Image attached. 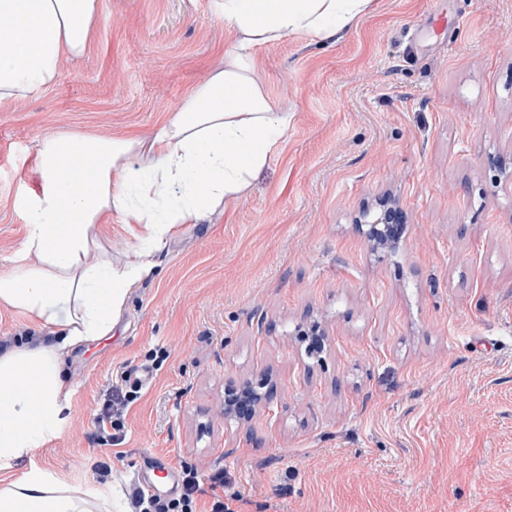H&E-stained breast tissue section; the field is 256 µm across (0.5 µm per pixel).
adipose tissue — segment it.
Instances as JSON below:
<instances>
[{
	"mask_svg": "<svg viewBox=\"0 0 512 512\" xmlns=\"http://www.w3.org/2000/svg\"><path fill=\"white\" fill-rule=\"evenodd\" d=\"M372 0H219L235 35L223 66L177 112L141 138L78 133L46 137L38 189L23 198L27 233L0 274V305L27 313L47 336L0 350V512H96L106 484L72 492L33 466L67 422L63 356L111 334L154 254L185 224L210 223L262 172L293 115L256 77L255 48L299 35L343 38ZM95 0H0V101L52 83L61 54L85 51ZM118 214L138 259L103 256L98 234Z\"/></svg>",
	"mask_w": 512,
	"mask_h": 512,
	"instance_id": "obj_1",
	"label": "adipose tissue"
}]
</instances>
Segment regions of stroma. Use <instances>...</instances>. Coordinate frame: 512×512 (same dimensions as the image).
I'll return each mask as SVG.
<instances>
[{"label":"stroma","instance_id":"stroma-1","mask_svg":"<svg viewBox=\"0 0 512 512\" xmlns=\"http://www.w3.org/2000/svg\"><path fill=\"white\" fill-rule=\"evenodd\" d=\"M233 44L215 0H96L84 53L0 103V271L46 136L148 135ZM255 57L287 136L69 349L70 420L33 464L119 512L155 455L223 471L235 512H512V0H375L340 41ZM384 195L405 227L375 250L357 218ZM263 374L239 430L225 390ZM266 388L265 392L262 394L258 392L259 389ZM236 390L228 391L225 396V414H227L231 418H235L238 422L239 426L245 425L248 422L249 418L255 411V405L258 401L264 399L265 402L269 405L276 393V387L271 383V380L268 379L265 375H261L259 379L255 381H248L244 387L240 391V395H245L249 399V402H252L249 408L245 412H240V409H236L231 406L230 402V394L236 393Z\"/></svg>","mask_w":512,"mask_h":512}]
</instances>
